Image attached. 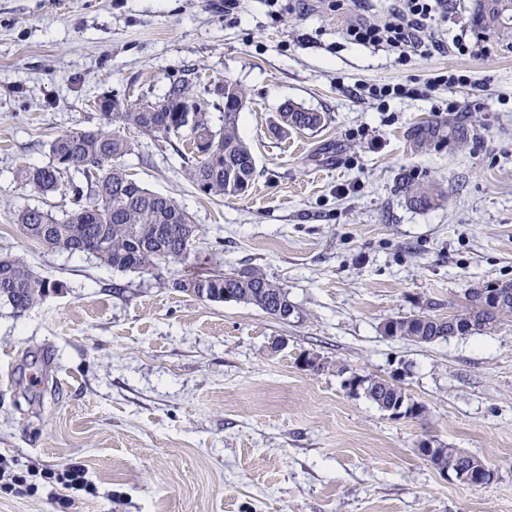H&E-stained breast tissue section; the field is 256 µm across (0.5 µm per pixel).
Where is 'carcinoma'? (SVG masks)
<instances>
[{"instance_id": "cac0c4a2", "label": "carcinoma", "mask_w": 512, "mask_h": 512, "mask_svg": "<svg viewBox=\"0 0 512 512\" xmlns=\"http://www.w3.org/2000/svg\"><path fill=\"white\" fill-rule=\"evenodd\" d=\"M477 6L479 20L489 26L512 22V0H477ZM157 103V110L143 112L135 101L110 97L97 129L60 133L49 144V164L16 170V180L43 193L61 188L63 179L73 172L85 180L83 187L70 184L73 208L61 220L39 208L19 211L16 221L28 239L51 250L92 256L118 271H159L190 259L195 252L196 225L173 198L149 190L129 174L122 159L134 152V142L122 131L134 129L165 142L187 138L191 154H182L185 175L206 196L230 198L244 194L253 183L256 161L239 135L235 105H224L223 125L215 132L207 117L210 103L189 80L171 83ZM324 121L320 112L287 106L279 112L278 134L315 131ZM207 137L214 143L213 153L197 154L196 141ZM402 192L415 208H427L434 200L433 189L422 184L406 182ZM496 286L506 298L482 302L470 297L460 315L398 317L392 325L399 336L432 337L437 342L453 335L455 321L465 317L469 321L468 335L491 334L503 319L512 316V281ZM55 287L56 283L40 277L24 263L0 258V299L16 311L35 306ZM171 287L213 302L224 301L227 292L232 302L253 305L272 316L278 311L299 315L288 291L257 266L187 276L173 280ZM402 392L399 386L380 383L366 398L376 405L381 401L389 404Z\"/></svg>"}]
</instances>
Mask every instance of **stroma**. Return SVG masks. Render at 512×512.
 <instances>
[{
	"instance_id": "obj_1",
	"label": "stroma",
	"mask_w": 512,
	"mask_h": 512,
	"mask_svg": "<svg viewBox=\"0 0 512 512\" xmlns=\"http://www.w3.org/2000/svg\"><path fill=\"white\" fill-rule=\"evenodd\" d=\"M396 5L240 0L228 16L224 0H0V256L60 285L21 313L0 301V458L85 464L99 494L68 512H512V319L425 345L382 330L512 281V37L453 0L433 28L442 48L408 64L344 39ZM476 35L483 51L459 53ZM445 71L466 84H433ZM185 77L216 129L217 87L243 89L251 188L204 196L173 146L142 135L124 163L197 224V258L157 277L23 236L19 210L59 217L73 194H41L18 168L48 164L61 131L95 129L97 97L155 101ZM374 84L405 92L374 100ZM287 103L324 126L273 136ZM404 181L433 187V204L410 207ZM250 265L297 317L171 286ZM338 362L399 385L424 415L351 394ZM423 439L478 457L492 482L445 479Z\"/></svg>"
}]
</instances>
